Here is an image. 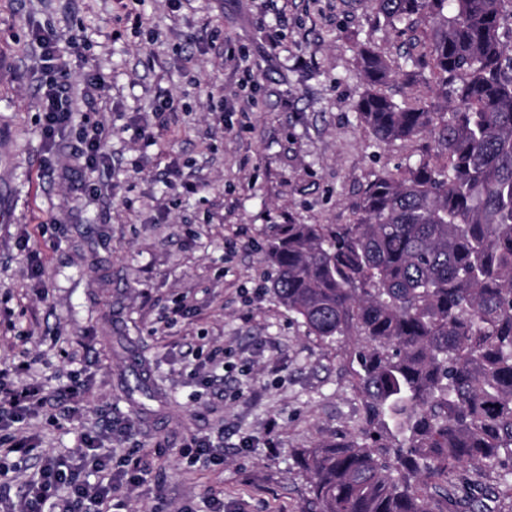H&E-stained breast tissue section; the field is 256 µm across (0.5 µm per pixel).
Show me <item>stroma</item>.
I'll return each mask as SVG.
<instances>
[{
  "label": "stroma",
  "instance_id": "1",
  "mask_svg": "<svg viewBox=\"0 0 512 512\" xmlns=\"http://www.w3.org/2000/svg\"><path fill=\"white\" fill-rule=\"evenodd\" d=\"M141 12L135 32L116 0H0V366L32 362L47 397L22 429L42 455L5 458L0 496L19 502L48 460L93 474L79 446L91 434L113 466L133 450L149 466L123 491L126 512H210L214 494L224 512H305L295 449L357 433L362 409L342 349L308 336L270 292L265 248L280 224L355 223L375 176L432 145L378 142L354 109L359 45L394 60L411 46L366 0H143ZM283 15L274 50L266 31ZM39 27L60 36L74 107L51 144ZM245 69L255 90L238 84ZM92 71L105 93L87 91ZM163 92L177 104L148 145L135 126ZM95 124L110 162L90 172L72 147ZM174 169L200 192L169 188ZM214 346L231 365L204 386ZM137 357L165 399H125ZM74 377L75 404L63 396ZM195 438L214 460L183 457Z\"/></svg>",
  "mask_w": 512,
  "mask_h": 512
}]
</instances>
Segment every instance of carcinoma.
<instances>
[{
  "instance_id": "obj_1",
  "label": "carcinoma",
  "mask_w": 512,
  "mask_h": 512,
  "mask_svg": "<svg viewBox=\"0 0 512 512\" xmlns=\"http://www.w3.org/2000/svg\"><path fill=\"white\" fill-rule=\"evenodd\" d=\"M422 23L408 75L440 110L381 90L367 42L355 112L373 137L434 146L367 186L354 224H282L270 291L348 348L359 433L294 453L315 512H512V0H369ZM126 392L158 387L134 375Z\"/></svg>"
}]
</instances>
